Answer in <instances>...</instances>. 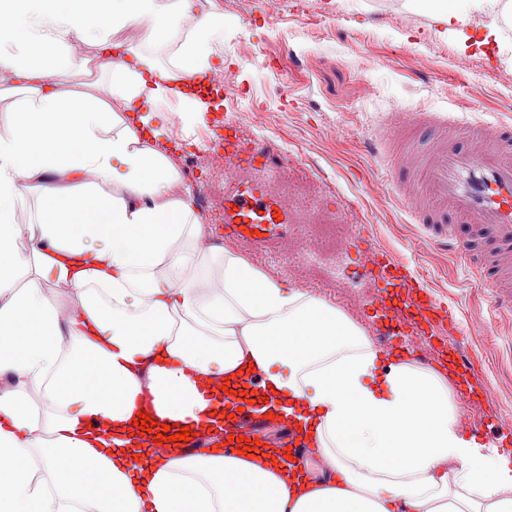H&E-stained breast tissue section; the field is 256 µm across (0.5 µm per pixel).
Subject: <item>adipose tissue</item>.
I'll use <instances>...</instances> for the list:
<instances>
[{"label":"adipose tissue","instance_id":"obj_1","mask_svg":"<svg viewBox=\"0 0 512 512\" xmlns=\"http://www.w3.org/2000/svg\"><path fill=\"white\" fill-rule=\"evenodd\" d=\"M176 25L168 68L147 45ZM223 43V14L195 0H0V92L25 94L0 117V512H512V452L460 431L443 373L391 362L335 307L206 245L159 143L166 111H209L177 79ZM31 195L37 221H18ZM251 365L330 474L308 459L288 485L262 449L135 463L143 395L189 426L211 412L202 378Z\"/></svg>","mask_w":512,"mask_h":512}]
</instances>
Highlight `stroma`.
Listing matches in <instances>:
<instances>
[{
	"label": "stroma",
	"instance_id": "1",
	"mask_svg": "<svg viewBox=\"0 0 512 512\" xmlns=\"http://www.w3.org/2000/svg\"><path fill=\"white\" fill-rule=\"evenodd\" d=\"M305 16L273 0H198L201 11L224 14V51L211 60L226 91L203 121L183 125L185 134L207 130L214 120L236 119L248 135L287 151L286 191L329 209H342L351 224L368 225L377 241L415 266L434 294L460 312L457 342L477 358L495 390L493 404L459 411L458 424L490 423L488 442L512 450V314L490 322L480 289L465 281L463 266L447 252L422 243L421 230L392 199L385 169L363 150L362 138L384 115L414 106L454 112L472 122L512 124V20L467 12L461 32L444 33L432 17L431 0H315ZM499 32L490 45H465L463 36ZM252 54L240 51L242 44ZM262 125H254L255 111ZM179 170L187 174L201 216L224 208L223 174H200L192 145L166 140ZM279 282L318 298L345 297L344 314L365 334L375 326L357 300L367 285L348 254L320 264L299 261Z\"/></svg>",
	"mask_w": 512,
	"mask_h": 512
}]
</instances>
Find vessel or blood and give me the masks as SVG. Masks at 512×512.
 <instances>
[{
    "mask_svg": "<svg viewBox=\"0 0 512 512\" xmlns=\"http://www.w3.org/2000/svg\"><path fill=\"white\" fill-rule=\"evenodd\" d=\"M427 128L432 142L423 153L403 146L404 136ZM366 152L393 169L392 190L408 212L417 214L425 241L437 244L469 265L468 275L483 288L490 300L492 316L512 313V289L503 287L499 271L512 272V125L483 123L473 126L455 116L410 110L389 115L365 143ZM225 174L231 189L224 196V236L249 244L252 251H267L271 241L286 238L294 224V208L285 206L253 172L284 169L278 151L249 144L235 122L224 124ZM491 238L492 277L470 259L479 236ZM356 254L361 273L372 291L360 300L381 321L375 344L391 351L406 348L416 353L432 348L434 339L456 333L455 313L445 308L423 276L397 260L367 228L352 226L341 244ZM222 381L206 384L201 394L216 407H231L223 433L213 432L210 419L197 422L192 440L151 445L149 455L169 459L196 453L214 445L225 452L240 450V437L261 438L263 447L290 448L292 459L282 471L285 478L302 476L303 459L311 447L292 422L265 418L259 405H240L225 394ZM277 429L276 437H264L266 429Z\"/></svg>",
    "mask_w": 512,
    "mask_h": 512,
    "instance_id": "vessel-or-blood-1",
    "label": "vessel or blood"
}]
</instances>
